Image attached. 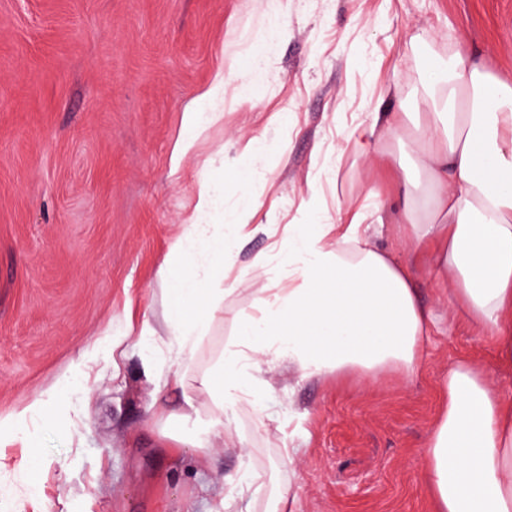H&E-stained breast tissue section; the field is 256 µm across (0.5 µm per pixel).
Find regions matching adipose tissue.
<instances>
[{
  "instance_id": "obj_1",
  "label": "adipose tissue",
  "mask_w": 512,
  "mask_h": 512,
  "mask_svg": "<svg viewBox=\"0 0 512 512\" xmlns=\"http://www.w3.org/2000/svg\"><path fill=\"white\" fill-rule=\"evenodd\" d=\"M425 85L424 127L410 129L405 113L377 111L346 136L360 154L394 140L415 146L414 158L399 165V202L387 211L409 229L406 262L370 248L358 212L334 223L286 225L279 255L288 285L261 289L241 323L200 447L223 445L226 416L250 403L247 377L265 361L289 362L307 377L376 379L397 370L412 378L432 324L414 288L430 243L469 323L494 336L501 365L512 369V87L467 57L429 64ZM159 273L170 349L192 355V336L210 319L186 320L185 310L218 303L221 293L177 245ZM442 388L448 400L425 448L435 512H512V399L467 362L449 370Z\"/></svg>"
}]
</instances>
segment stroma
I'll use <instances>...</instances> for the list:
<instances>
[{
	"instance_id": "35a3bbf8",
	"label": "stroma",
	"mask_w": 512,
	"mask_h": 512,
	"mask_svg": "<svg viewBox=\"0 0 512 512\" xmlns=\"http://www.w3.org/2000/svg\"><path fill=\"white\" fill-rule=\"evenodd\" d=\"M459 53L512 87V0H0V418L45 402L35 475L0 438V512H210L247 465L264 475L251 512L281 491L288 512H433L442 376L468 361L512 396V373L429 257L417 288L436 323L412 379L262 364L257 408L216 449L189 445L188 405L212 406L259 289L287 287L282 225L362 209L370 188L396 202L395 161L356 154L345 128L416 111L429 61ZM199 218L224 227L210 285L226 295L179 360L158 270Z\"/></svg>"
}]
</instances>
